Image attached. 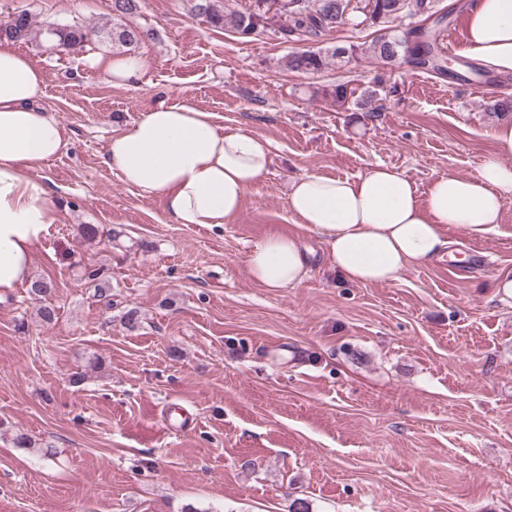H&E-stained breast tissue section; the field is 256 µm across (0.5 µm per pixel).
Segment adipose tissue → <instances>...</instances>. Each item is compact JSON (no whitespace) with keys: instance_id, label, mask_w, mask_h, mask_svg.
I'll use <instances>...</instances> for the list:
<instances>
[{"instance_id":"1","label":"adipose tissue","mask_w":512,"mask_h":512,"mask_svg":"<svg viewBox=\"0 0 512 512\" xmlns=\"http://www.w3.org/2000/svg\"><path fill=\"white\" fill-rule=\"evenodd\" d=\"M466 43L486 70L512 75V0H474ZM44 92L42 70L12 41L0 40V297L30 282L34 250L59 219L47 183L32 173L69 139L65 124L41 108ZM495 140L477 175H441L423 193L396 168L377 163L353 180L294 179L288 208L350 282L390 283L447 254L443 227L482 236L498 224L512 197V123L499 125ZM105 161L129 186L163 199L174 223L219 227L266 177L272 156L268 139L221 129L212 113L162 103L113 135ZM308 270L306 251L291 235H267L248 253L249 277L269 289L300 284Z\"/></svg>"}]
</instances>
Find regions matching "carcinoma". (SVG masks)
<instances>
[{"label": "carcinoma", "mask_w": 512, "mask_h": 512, "mask_svg": "<svg viewBox=\"0 0 512 512\" xmlns=\"http://www.w3.org/2000/svg\"><path fill=\"white\" fill-rule=\"evenodd\" d=\"M271 0H247L245 3L224 4L219 7L215 0H195L194 11L206 18L214 27L230 28L235 33L250 37L267 28ZM139 0H112V23L97 28L94 34L107 43L129 47L150 39L152 30L132 28L123 19L135 14ZM280 9L288 13V25L277 24L275 32L289 41H313L345 25L356 17L370 21L378 28L371 42L372 56L383 66L407 65L427 68L442 75L446 66L443 41L446 21L443 0H281ZM34 31L32 17L20 12L0 25V38L13 42L31 40ZM44 34L52 37L63 48H74L88 41L89 32L77 26L55 22L46 23ZM354 48L336 46L327 49L296 51L288 55L285 66L291 71L319 72L334 59H350ZM382 80L360 90L350 82L336 84V102H351L357 107L379 102L377 87Z\"/></svg>", "instance_id": "obj_1"}]
</instances>
